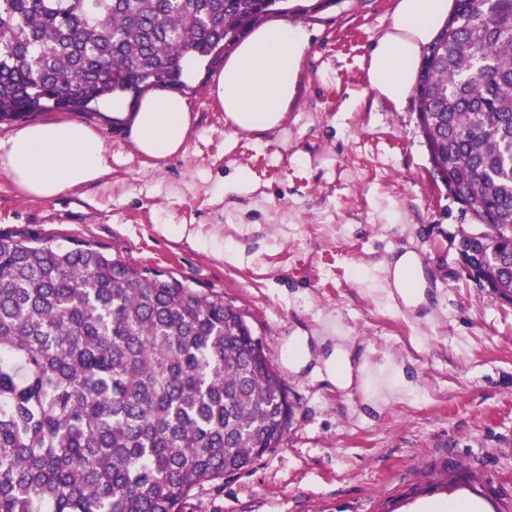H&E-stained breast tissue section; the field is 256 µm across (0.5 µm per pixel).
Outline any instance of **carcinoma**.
<instances>
[{
	"mask_svg": "<svg viewBox=\"0 0 512 512\" xmlns=\"http://www.w3.org/2000/svg\"><path fill=\"white\" fill-rule=\"evenodd\" d=\"M291 0H0V120L181 87ZM418 72L431 162L476 220L468 270L512 302V0H455ZM28 231L0 232V512H186L291 418L282 376L215 294Z\"/></svg>",
	"mask_w": 512,
	"mask_h": 512,
	"instance_id": "cac0c4a2",
	"label": "carcinoma"
}]
</instances>
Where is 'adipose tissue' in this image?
Returning <instances> with one entry per match:
<instances>
[{
    "instance_id": "1",
    "label": "adipose tissue",
    "mask_w": 512,
    "mask_h": 512,
    "mask_svg": "<svg viewBox=\"0 0 512 512\" xmlns=\"http://www.w3.org/2000/svg\"><path fill=\"white\" fill-rule=\"evenodd\" d=\"M452 6V0H397L367 56L368 84L382 100L404 107L422 54L446 25ZM309 47L310 34L299 23L276 20L253 29L211 87L225 125L241 132L278 128L296 98ZM112 118L124 123L128 141L155 165L186 152L195 122L188 100L165 89L147 94L133 112L122 94H114ZM107 161L104 140L79 121L29 124L0 140V172L37 200L98 181Z\"/></svg>"
}]
</instances>
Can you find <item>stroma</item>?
<instances>
[{
	"label": "stroma",
	"mask_w": 512,
	"mask_h": 512,
	"mask_svg": "<svg viewBox=\"0 0 512 512\" xmlns=\"http://www.w3.org/2000/svg\"><path fill=\"white\" fill-rule=\"evenodd\" d=\"M394 5L298 16L311 45L275 130L227 128L203 65L182 90L197 117L187 151L161 167L93 103L74 118L108 147L99 182L34 200L0 172V232L88 242L223 296L284 379L283 443L199 487L187 512H512V306L458 271L451 237L473 218L431 171L415 99L399 110L368 87L364 58ZM242 170L251 183L232 190ZM408 253L429 270L410 307L391 293ZM350 344L390 369L384 403L362 372L329 380L325 358Z\"/></svg>",
	"instance_id": "1"
}]
</instances>
